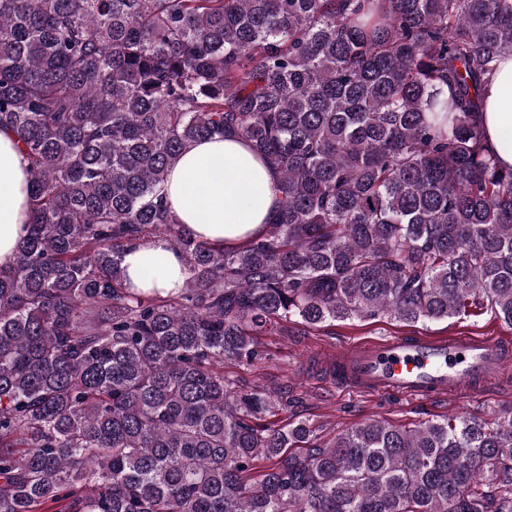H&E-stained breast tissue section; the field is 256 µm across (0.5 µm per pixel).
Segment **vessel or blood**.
Instances as JSON below:
<instances>
[{
    "label": "vessel or blood",
    "mask_w": 512,
    "mask_h": 512,
    "mask_svg": "<svg viewBox=\"0 0 512 512\" xmlns=\"http://www.w3.org/2000/svg\"><path fill=\"white\" fill-rule=\"evenodd\" d=\"M512 359V349L489 337L459 334L440 340L395 336L325 354L338 385L368 394L444 397L486 392V382Z\"/></svg>",
    "instance_id": "b4317fda"
}]
</instances>
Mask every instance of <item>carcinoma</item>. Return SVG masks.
I'll return each mask as SVG.
<instances>
[{
    "label": "carcinoma",
    "mask_w": 512,
    "mask_h": 512,
    "mask_svg": "<svg viewBox=\"0 0 512 512\" xmlns=\"http://www.w3.org/2000/svg\"><path fill=\"white\" fill-rule=\"evenodd\" d=\"M512 0H0L30 220L0 267V512H512V407L331 438L224 364L290 326H512V168L483 87ZM237 136L281 206L237 249L165 184ZM163 240L178 292L127 285Z\"/></svg>",
    "instance_id": "obj_1"
}]
</instances>
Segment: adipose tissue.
Instances as JSON below:
<instances>
[{
	"instance_id": "ef3b65f1",
	"label": "adipose tissue",
	"mask_w": 512,
	"mask_h": 512,
	"mask_svg": "<svg viewBox=\"0 0 512 512\" xmlns=\"http://www.w3.org/2000/svg\"><path fill=\"white\" fill-rule=\"evenodd\" d=\"M512 96V56L499 64L495 80L483 90L486 146L503 166L512 167V145L502 132L512 129V112L501 102ZM278 174L243 139H210L191 146L170 171L168 205L199 239L234 249L264 233L277 210ZM29 164L13 134L0 129V266L10 265L29 216ZM131 287L175 292L186 279L184 262L165 242L129 249L124 256Z\"/></svg>"
}]
</instances>
